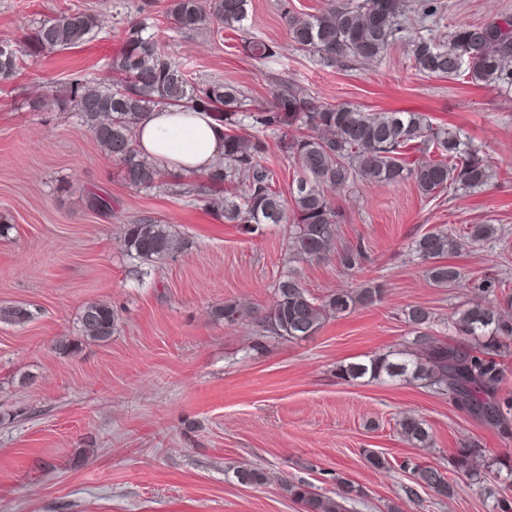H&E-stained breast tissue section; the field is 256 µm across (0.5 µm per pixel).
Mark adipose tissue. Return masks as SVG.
Returning a JSON list of instances; mask_svg holds the SVG:
<instances>
[{
	"instance_id": "1",
	"label": "adipose tissue",
	"mask_w": 512,
	"mask_h": 512,
	"mask_svg": "<svg viewBox=\"0 0 512 512\" xmlns=\"http://www.w3.org/2000/svg\"><path fill=\"white\" fill-rule=\"evenodd\" d=\"M135 147L163 170L190 175L209 170L224 155V127L211 116L185 106L146 114L137 127Z\"/></svg>"
}]
</instances>
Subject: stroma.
<instances>
[{
  "instance_id": "stroma-1",
  "label": "stroma",
  "mask_w": 512,
  "mask_h": 512,
  "mask_svg": "<svg viewBox=\"0 0 512 512\" xmlns=\"http://www.w3.org/2000/svg\"><path fill=\"white\" fill-rule=\"evenodd\" d=\"M280 0H250L245 36L231 30L177 29L170 0H0V41L26 42L39 22L63 11L103 13L90 41L36 56L20 55L14 77L0 82V306L24 305L30 321H0V512H302L283 480L332 493L341 481L366 495L354 512H493L487 488L500 462L512 460V431L502 433L452 406L444 396L396 379L347 383L339 364L412 340L404 312L431 309L435 333L453 337L448 319L483 301L471 288H439L409 248L427 229L463 234L492 224L499 239L468 246L448 261L465 277L512 286V89L421 74L408 65L411 27L384 58L334 69L311 53L286 49ZM430 25L447 35L457 20L512 13V0H443ZM144 21L192 83L221 80L272 100L284 78L322 103L366 112L404 110L460 129L489 155L487 186L438 203L413 184L364 183L334 195L338 243H361L367 262L347 271L336 259L295 263L288 227L264 224L241 235L217 209L223 191L190 203L134 189L79 116L49 100L77 80L110 81L112 60L129 22ZM283 45L281 55L251 57L253 39ZM43 100L32 110L33 100ZM99 195L108 208L92 209ZM149 218L184 239L164 260L126 255L127 225ZM297 274L315 296L375 279L381 301L328 317L305 341L256 337L250 320L230 323L214 311L233 300L267 309L274 285ZM119 316L112 339L82 341L80 314L91 301ZM68 338L76 351L56 344ZM426 421L429 447L404 441L399 420ZM482 448L484 483L458 473L457 448ZM388 461L382 469L368 452ZM446 469L455 488L441 499L407 497L401 464ZM257 465L267 481L244 486L237 466Z\"/></svg>"
}]
</instances>
